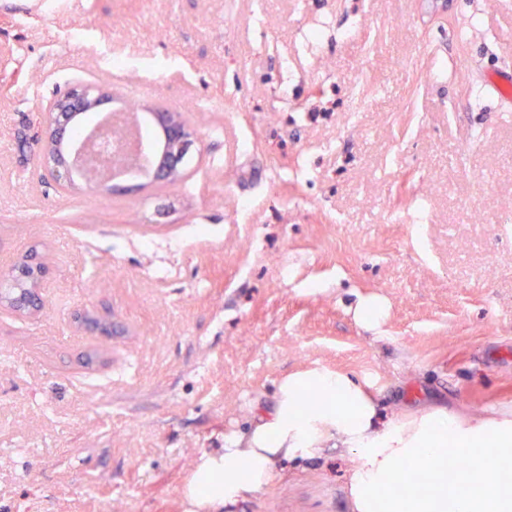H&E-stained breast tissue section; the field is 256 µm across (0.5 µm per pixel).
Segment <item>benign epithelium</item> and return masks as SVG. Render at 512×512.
Masks as SVG:
<instances>
[{
  "instance_id": "obj_1",
  "label": "benign epithelium",
  "mask_w": 512,
  "mask_h": 512,
  "mask_svg": "<svg viewBox=\"0 0 512 512\" xmlns=\"http://www.w3.org/2000/svg\"><path fill=\"white\" fill-rule=\"evenodd\" d=\"M110 103L111 93L94 84H81L67 89L45 106L41 180H50L63 190L71 191L79 178L87 190L117 196L130 195L144 188V183L137 179L108 176L93 180L87 176L81 163L87 141L111 129L114 113L103 111V107ZM87 112H97L99 118L86 139H75L71 130L77 125L78 118ZM150 116L162 136L154 150L150 182L167 184L179 180L184 176V160L198 140L197 132L182 113L166 106L156 107ZM44 306L43 293L39 291L17 302H0V312L35 314L42 311Z\"/></svg>"
}]
</instances>
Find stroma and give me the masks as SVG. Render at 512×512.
<instances>
[{"mask_svg": "<svg viewBox=\"0 0 512 512\" xmlns=\"http://www.w3.org/2000/svg\"><path fill=\"white\" fill-rule=\"evenodd\" d=\"M116 42L135 69L102 67ZM500 70L512 0H0V276L33 246L50 264L44 309L0 316V512H184L198 457L311 368L396 415L512 418V111L480 84ZM77 82L184 112L178 188L39 181L20 143ZM81 312L114 325L90 369ZM353 464L286 463L238 512H349ZM388 307L378 298H362L354 309L355 318L366 328L376 329L385 320Z\"/></svg>", "mask_w": 512, "mask_h": 512, "instance_id": "stroma-1", "label": "stroma"}]
</instances>
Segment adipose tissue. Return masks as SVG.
I'll list each match as a JSON object with an SVG mask.
<instances>
[{
    "label": "adipose tissue",
    "instance_id": "1",
    "mask_svg": "<svg viewBox=\"0 0 512 512\" xmlns=\"http://www.w3.org/2000/svg\"><path fill=\"white\" fill-rule=\"evenodd\" d=\"M331 446L356 459L350 512H512V418L431 406L404 420L385 413L366 382L321 370L282 379L270 409L225 436L222 451L201 454L183 487L188 512H237L266 493L280 464ZM419 466L427 481L410 484ZM389 475L406 491L387 492Z\"/></svg>",
    "mask_w": 512,
    "mask_h": 512
}]
</instances>
